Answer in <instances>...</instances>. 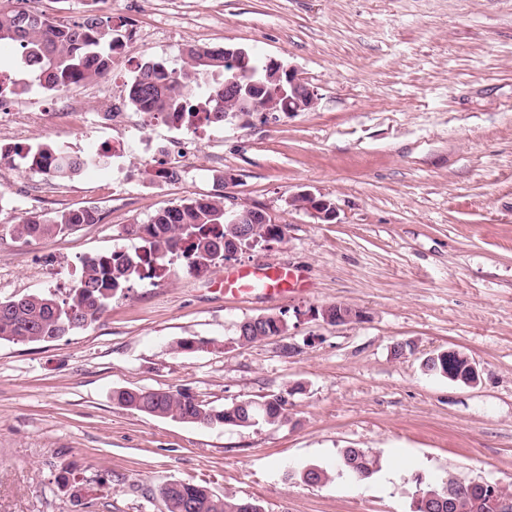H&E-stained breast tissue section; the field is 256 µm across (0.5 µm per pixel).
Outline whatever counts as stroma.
<instances>
[{
	"label": "stroma",
	"instance_id": "obj_1",
	"mask_svg": "<svg viewBox=\"0 0 512 512\" xmlns=\"http://www.w3.org/2000/svg\"><path fill=\"white\" fill-rule=\"evenodd\" d=\"M64 23L111 17L124 45L112 72L21 96L30 122L0 141L102 149L105 169L57 182L0 158V299L66 297L84 258L131 251V226L226 193L260 209L281 240L237 268L287 266L303 289L232 297L223 264L136 282L90 327L48 342L0 343V512H164L178 480L259 501L265 512H413L446 471L512 493V0H23ZM240 47L292 66L318 93L308 112H254L201 126L184 158L173 131L132 109L141 63L181 67L185 45ZM126 115L104 129L96 114ZM176 170L178 180L165 178ZM234 181L222 185L224 174ZM330 199L323 223L289 206ZM91 207L99 220L24 243L29 214ZM344 303L362 321L331 326L313 309ZM282 315L287 331L253 344L237 326ZM184 339L208 348L179 352ZM399 342L412 354L395 357ZM453 347L477 364L465 385L425 373ZM119 388L184 391L221 409L287 395V417L252 428L184 424L119 407ZM377 454L356 481L309 485L308 466L343 449ZM84 485L73 499L61 477ZM288 203L295 209L303 210L321 222L329 223L336 218L335 206L332 201L317 197L309 191H302L293 195L289 198Z\"/></svg>",
	"mask_w": 512,
	"mask_h": 512
}]
</instances>
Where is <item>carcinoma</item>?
<instances>
[{
	"label": "carcinoma",
	"instance_id": "1",
	"mask_svg": "<svg viewBox=\"0 0 512 512\" xmlns=\"http://www.w3.org/2000/svg\"><path fill=\"white\" fill-rule=\"evenodd\" d=\"M17 50L10 69L0 68V99L16 98L24 92L18 74L30 72L49 90L102 77L112 70L113 54L123 47V35L112 19L96 13L74 24H61L43 14L0 8V48ZM183 65L171 69L154 61L127 85V97L136 111L149 118L174 117L187 132L197 123H224L225 110H234L238 99L224 90L231 66L224 64V49L188 45L182 52ZM241 95H254L257 105L277 100L288 106V80L278 68L269 66L254 77L239 78ZM28 164L55 179H65L85 169L92 156L73 154L61 145L41 144L24 154ZM224 195L200 198L157 212L139 225L142 245L130 252H112L87 257L69 296L52 292L31 293L0 300V342L14 344L47 342L84 329L97 322L108 302L129 291L137 280L161 277L171 272L172 258L188 272H206L224 260V237L243 244L255 236H277L273 224H253L247 236L238 225L224 221ZM97 221L92 209L64 210L52 218L31 214L11 225V235L22 242L50 237L80 224ZM271 322L240 330L238 340L251 344L262 340ZM113 400L122 408L182 423L210 426L233 417L242 423L253 418L275 424L284 419L277 397L246 399L220 410L199 402L189 393L117 389ZM338 471L353 478H369L380 471L379 461L362 448L342 451ZM167 512H240L243 501L218 496L206 486L177 482L164 500Z\"/></svg>",
	"mask_w": 512,
	"mask_h": 512
}]
</instances>
